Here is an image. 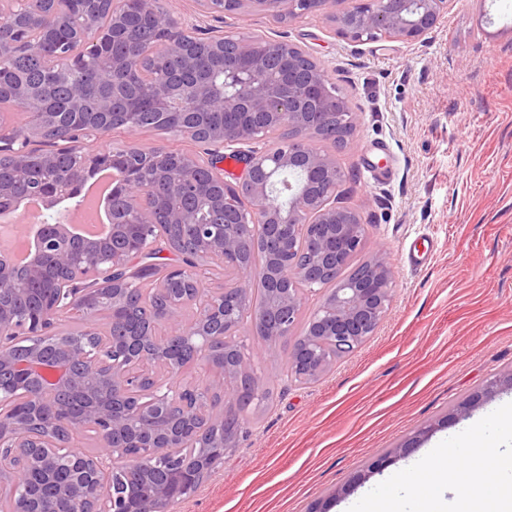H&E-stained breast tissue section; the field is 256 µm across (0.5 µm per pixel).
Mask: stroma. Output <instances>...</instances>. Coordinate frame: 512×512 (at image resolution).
Returning <instances> with one entry per match:
<instances>
[{"label": "stroma", "instance_id": "35a3bbf8", "mask_svg": "<svg viewBox=\"0 0 512 512\" xmlns=\"http://www.w3.org/2000/svg\"><path fill=\"white\" fill-rule=\"evenodd\" d=\"M166 3L189 26L288 41L324 62L361 114L343 151L319 144L345 172L336 204L361 212L365 256L385 250L395 272L376 335L318 382L298 385L252 346L273 403L173 512H421L409 465H465L476 423L485 445L512 440L496 417L512 403V0H453L412 43L341 40L323 13L288 27L250 4L215 19L193 0ZM414 249L424 265L404 263ZM411 440V454L369 471Z\"/></svg>", "mask_w": 512, "mask_h": 512}]
</instances>
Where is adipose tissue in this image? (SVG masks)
<instances>
[{"mask_svg":"<svg viewBox=\"0 0 512 512\" xmlns=\"http://www.w3.org/2000/svg\"><path fill=\"white\" fill-rule=\"evenodd\" d=\"M484 450L476 448L474 462L463 471L437 473L424 483H411L408 495H425L429 512H512V487L487 485Z\"/></svg>","mask_w":512,"mask_h":512,"instance_id":"obj_1","label":"adipose tissue"}]
</instances>
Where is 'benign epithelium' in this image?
I'll return each mask as SVG.
<instances>
[{
	"mask_svg": "<svg viewBox=\"0 0 512 512\" xmlns=\"http://www.w3.org/2000/svg\"><path fill=\"white\" fill-rule=\"evenodd\" d=\"M199 14L222 16L238 11L244 0H193ZM270 17L292 26L325 9L329 0H252ZM348 6L330 17L334 35L349 42H416L436 28L453 0H347ZM128 12L152 19L160 42L138 46L129 60L172 56L182 71L196 68L199 50L211 59L212 70L224 71L225 90L209 79L186 86L168 82L152 100L164 112L177 96L193 112H224L222 128L201 139L184 127L178 132L209 156H180L160 147L136 148L156 171L155 184L139 186L130 166L114 162L117 181L112 200V236L105 242L84 241L66 224L38 228L35 250L22 269L0 260V495L12 499L11 512H54L42 508L39 494L24 482L25 473L38 466L49 472L65 467L74 478L61 494L72 512H170L175 501L193 493L188 468H177L172 482L134 483L120 489L113 471L128 459V443L147 457H162L177 448L209 456L211 448H227L241 427L231 408L255 397L265 386L233 337L241 335L238 311L252 314L247 335L269 346L294 338L288 365L302 383L315 382L340 357L357 351L374 336L392 300L394 268L386 253L378 251L361 263L350 277L342 275L348 262L364 252L366 227L360 212L336 207L330 194L338 177L336 161L316 146L333 137L336 118L346 117L343 129L355 132L360 115L350 100L330 90L326 66L300 46L288 44V56H278L261 37L187 34L170 9L158 0H113L112 24ZM100 14L85 16L83 29L68 41L72 54H81L92 42ZM29 22L43 30L64 25L55 10L38 8ZM17 102L25 120L11 132L0 133V156L11 159L21 192L0 184V198L18 201L40 193L58 201L82 177L79 167L58 172L54 179L34 184L30 179V142L50 119L68 132L72 147L101 139L106 131L90 128L91 118L112 116L115 99L99 96L95 111L87 112L81 86L70 88L65 112H32L37 100L19 87ZM274 124L288 138L270 147L272 154L253 153L243 146L261 140L260 133ZM240 153L246 165L242 182L224 180L218 159L224 151ZM209 170L208 180L196 169ZM171 195L208 201L212 216L204 224L195 212L171 207L163 224L154 223L153 200L165 189ZM265 229L262 240L267 261L249 259L254 227ZM203 257L211 267L230 262L237 275L224 278V289L211 292L195 287V270L180 266L162 273L158 292L168 296L165 307L147 317L146 328L125 333V307L136 293L137 271L130 259L144 257L160 241ZM55 274L49 306L36 314L20 313L11 293L21 280L43 282ZM331 280L333 288L304 317V286L315 288ZM263 280L273 296L271 305L257 311L250 303L256 283ZM107 301L111 317L101 327L97 317L64 334L52 346L33 344L23 352V337L56 334L60 313L76 304L86 307ZM179 336H195L193 362L204 363L208 378L200 385L184 384L170 393L171 380L185 368L170 350ZM90 365L99 372L96 385L86 387L79 368ZM152 398H143V384ZM216 392L223 404L213 406L202 393ZM62 430L75 437L90 433L97 451L74 455L72 442L59 440Z\"/></svg>",
	"mask_w": 512,
	"mask_h": 512,
	"instance_id": "1",
	"label": "benign epithelium"
}]
</instances>
